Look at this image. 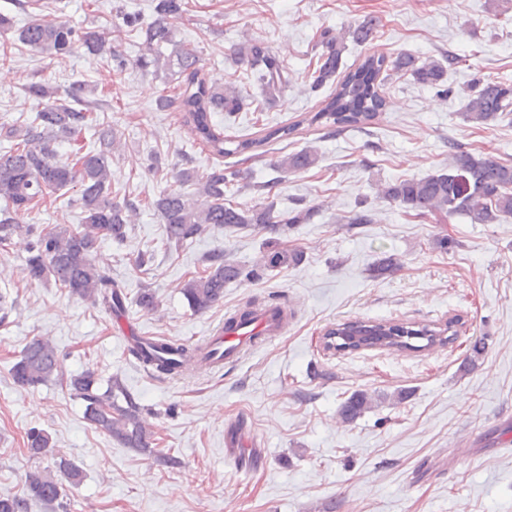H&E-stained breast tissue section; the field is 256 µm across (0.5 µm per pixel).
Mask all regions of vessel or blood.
<instances>
[{"label": "vessel or blood", "instance_id": "vessel-or-blood-1", "mask_svg": "<svg viewBox=\"0 0 512 512\" xmlns=\"http://www.w3.org/2000/svg\"><path fill=\"white\" fill-rule=\"evenodd\" d=\"M288 328V308L284 305L262 306L247 319L226 317L213 328L197 361L219 368L240 360L244 350L258 341L273 340Z\"/></svg>", "mask_w": 512, "mask_h": 512}]
</instances>
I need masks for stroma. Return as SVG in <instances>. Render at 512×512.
Masks as SVG:
<instances>
[{
    "label": "stroma",
    "mask_w": 512,
    "mask_h": 512,
    "mask_svg": "<svg viewBox=\"0 0 512 512\" xmlns=\"http://www.w3.org/2000/svg\"><path fill=\"white\" fill-rule=\"evenodd\" d=\"M25 2L19 10L0 0V12L12 14L18 28L44 15L77 30H110L126 65L117 69L107 52L57 57L18 50L15 60L0 63V123L34 114L37 104L23 91L28 82H45L60 98L77 84L92 86L89 101L118 132L112 198L132 201L137 212L125 242L104 241L96 258L126 293L118 314L30 280L26 241L0 251V294L12 304L0 325V495H23L30 470H55L63 456L83 472L80 484L63 486L67 512H512V219L418 218L378 193L385 183L447 166L458 151L512 165V114L486 125L464 117L475 82L512 81V0H187L186 12L170 21L174 42L163 51L195 46L210 82L241 89L245 109L215 115L225 134L247 138L263 127L300 125L282 146L252 161L219 162L239 171L233 201L261 203L260 185L275 179L276 214L312 215L276 240L257 224L233 233L212 226L180 245L167 243L153 202L176 187L193 192V185L178 183L181 170L203 173L218 162L192 144L176 109L158 108L176 78L136 64L140 39L123 17L149 16L151 0ZM368 16L380 20L376 37L365 47L347 43L345 67L373 53L450 55L448 93L392 78L375 121L325 135L304 123L324 97L310 88L316 36L324 28L345 32ZM250 38L288 71L275 98L265 96L250 67L231 58ZM302 149L317 154V165L281 175L278 158ZM76 198L66 189L12 219L42 228L79 224ZM361 199L373 223H349ZM444 235L452 241L446 251L434 243ZM273 242L302 251V263L226 284L223 303L205 312L188 307L181 289L210 255L248 269ZM143 254L152 260L140 268ZM385 254L399 258L400 270L370 277ZM147 289L159 302L152 311L137 302ZM278 302L293 312L287 332L224 368L159 377L128 354L124 325L191 345L227 313ZM454 316L463 322L454 342L424 351L336 353L323 346L324 332L347 321L440 326ZM36 338L57 347L65 374L89 368L118 379L141 407L151 451L123 447L90 427L82 401L61 383L18 388L9 369ZM477 339L485 349L473 360L469 345ZM358 391L372 396V406L343 421L340 408ZM231 423L244 427L249 443L242 471L224 451ZM33 427L54 444L37 461L25 447ZM167 454L179 458L178 467L164 464Z\"/></svg>",
    "instance_id": "1"
}]
</instances>
